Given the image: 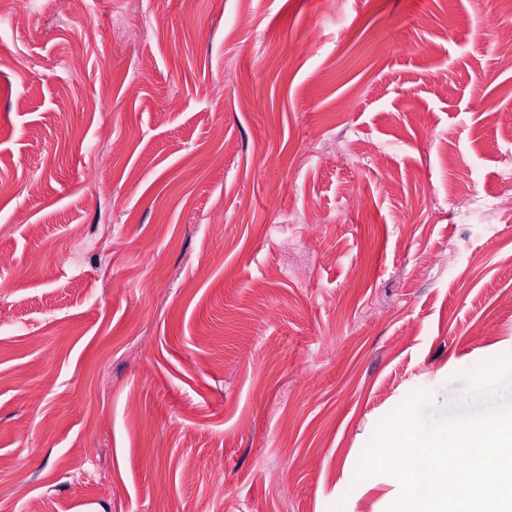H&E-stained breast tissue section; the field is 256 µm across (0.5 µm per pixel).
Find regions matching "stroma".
<instances>
[{"label":"stroma","mask_w":512,"mask_h":512,"mask_svg":"<svg viewBox=\"0 0 512 512\" xmlns=\"http://www.w3.org/2000/svg\"><path fill=\"white\" fill-rule=\"evenodd\" d=\"M509 41L504 0H0V512H386L379 421L512 353ZM457 198L460 201V211L465 217H470L476 213H484L495 208L493 201L488 199H479L466 189L457 191Z\"/></svg>","instance_id":"stroma-1"}]
</instances>
